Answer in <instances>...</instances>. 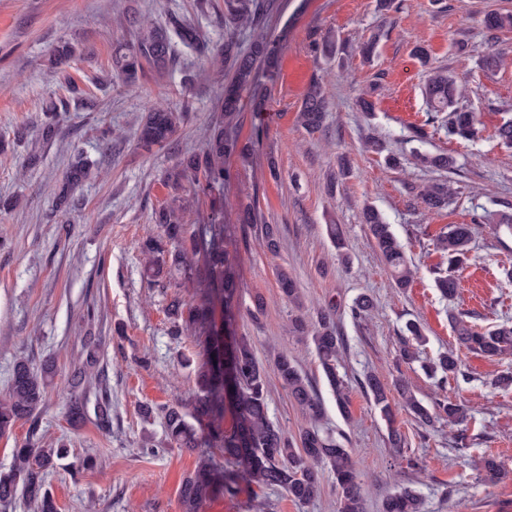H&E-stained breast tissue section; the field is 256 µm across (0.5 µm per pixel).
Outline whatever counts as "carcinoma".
I'll return each instance as SVG.
<instances>
[{
  "label": "carcinoma",
  "instance_id": "cac0c4a2",
  "mask_svg": "<svg viewBox=\"0 0 512 512\" xmlns=\"http://www.w3.org/2000/svg\"><path fill=\"white\" fill-rule=\"evenodd\" d=\"M269 5L265 0H224V23L233 28L264 27L263 18ZM130 39L112 49V71L128 88H135L145 70L158 75L172 71L176 65L174 41L194 49L201 55L208 50L207 41L187 16H171L163 23L147 17L127 19ZM486 33L493 34L512 28V14L488 12L482 20ZM314 54L332 59L345 50L343 43L333 37L313 41ZM281 53L280 41L257 34L248 49L240 47L234 34L224 38L219 56L228 66L231 76L224 82L218 96L219 113L213 122L205 146L185 154L179 163L164 177L169 189V201L154 213V223L161 225L163 235L147 240L144 252L149 256L148 270L169 267L176 276L195 288V300L189 305L175 302L171 315L175 325L173 335L184 332L205 335L203 355L195 375L196 391L191 401L192 412L186 413L175 405L165 411V426L170 443L179 448H220L224 451L226 466L201 454L193 473L185 478L180 490L182 512H198L200 504L216 492L233 496L240 487L247 485L258 489L284 491L298 505H306L319 497L322 490L323 471L332 473L336 482L337 512H364L361 479L350 451L326 431L322 425L324 405L319 393L288 352L278 353L275 370L288 396L301 410L306 426L298 436H288L268 415L269 382L266 369L259 361L255 344L247 335L231 334L224 343L222 333L214 329L212 313L215 305L224 308V327H232L237 310L238 273L224 249V183L228 171L226 160L237 156L245 159L250 147L263 139L264 129L253 128L252 141L242 144L234 128L240 113L243 95H248L252 110H266L270 89L278 76ZM76 49L68 42L59 44L52 53L51 62L68 63ZM431 120L448 113V135L461 141H470L479 132L477 113L464 111L457 106L459 89L455 76L444 69L433 72L423 92ZM330 101L320 85L312 83L302 99L297 115L298 122L308 132L324 127ZM185 114L154 107L141 125L137 145L150 151L168 146L184 121ZM419 160L438 170L457 168L455 156L445 153H417ZM88 172V162L77 153L66 172L61 198L70 194ZM453 189L444 183L433 184L420 193L422 203L432 211L442 210L451 203ZM201 198L211 200L210 211L202 217L201 224L188 231L186 213ZM390 276L398 288H406L413 278L403 247L392 231L391 224L377 209L366 206L360 213ZM261 222L257 202L252 201L238 208L235 227L246 232ZM473 231L468 224H450L439 240V248L448 255V270L438 273L435 284L441 296L454 298L460 288L456 270L465 264ZM278 288L288 303L302 307L300 288L286 267L276 271ZM373 310V302L359 296L351 305V315L362 319ZM336 307L323 306L316 321L308 322L297 315L291 319L290 329L297 336H309L314 344L319 366L328 385L336 396V407L348 415L346 386L338 366L344 351L335 320ZM456 343L459 347L484 357L512 355V326L502 324L492 330H483L464 319V315H451ZM426 341L421 325L416 321L405 324L401 337L399 356L402 361L418 360L419 346ZM460 359L455 349L439 354L426 362L423 369L440 380L455 379L460 374ZM48 376L31 368L27 361L19 360L11 376L8 394L0 398V436L12 433L16 424L28 420L42 404ZM363 385L375 410L379 412L388 429V443L400 454L405 441L394 426L396 403L427 428L442 420L448 426L462 424L463 408L450 399L431 404L418 399L409 386L395 383L398 398L391 396L388 384L375 375H367ZM236 407L237 422L234 428L220 427L227 404ZM14 464L0 472V502L12 501L20 495L38 512H57V506L46 486L47 474L56 461L63 458L64 450L34 446L31 441L13 449ZM484 480L498 482L507 475L495 458L484 456L481 460ZM383 512H420L421 502L415 491L403 488L383 501Z\"/></svg>",
  "mask_w": 512,
  "mask_h": 512
}]
</instances>
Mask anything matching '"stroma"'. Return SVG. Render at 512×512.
Instances as JSON below:
<instances>
[{
  "instance_id": "35a3bbf8",
  "label": "stroma",
  "mask_w": 512,
  "mask_h": 512,
  "mask_svg": "<svg viewBox=\"0 0 512 512\" xmlns=\"http://www.w3.org/2000/svg\"><path fill=\"white\" fill-rule=\"evenodd\" d=\"M398 10L380 12L376 0H274L265 27L282 44L280 73L264 112L243 103L237 132L248 142L254 126L267 135L249 161L230 158L224 188L226 221L250 196H258L263 221L280 229L277 252L268 251L259 228L234 234L227 250L240 279L237 334L252 336L256 353L270 372L269 416L288 435L305 424L273 372L274 358L288 350L312 378L325 406V425L349 448L363 483L366 512H381L384 499L410 487L424 512H497L512 502L511 358H487L461 351L464 378L437 383L419 365L398 356L406 321L421 323L424 357L454 346L450 313L468 314L482 328L512 321V233L497 229L500 215L512 214V148L496 129L512 118V29L489 35L481 20L491 11L512 12V0H399ZM191 16L211 46L224 40L223 0L199 7L198 0H0V395L14 364L35 369L52 364L42 405L33 419L0 437V471L13 463V450L26 439L66 449L47 476L58 512H181L180 489L200 452L165 440L163 407L187 402L195 390L192 369L182 358L200 361L198 336H174L168 315L173 299L190 301L193 288L177 280L150 284L143 275L147 239L161 236L152 216L168 198L164 176L180 158L202 148L217 108L223 68L177 45L178 70L164 77L145 74L136 89L111 78L112 48L129 40L124 17L167 12ZM381 33L377 55L363 63L358 47ZM332 34L347 43L341 58L324 59L310 50L313 39ZM69 42L79 50L68 65L55 68L52 47ZM428 51L427 63L414 57L415 45ZM494 53L501 67L484 71L480 60ZM200 71L194 84L181 82V68ZM454 72L464 87L462 107L479 113L474 140L449 138L427 120L421 89L438 69ZM321 78L333 106L321 131L297 121L312 78ZM378 84L372 114L357 100ZM70 107L52 136L42 134L44 108L56 100ZM192 110L169 147L145 152L137 130L150 106ZM423 143L412 144L416 129ZM379 137L384 155L367 151L364 139ZM84 150L91 174L74 192L69 209L56 206L55 193L71 162L72 147ZM456 157L455 171L417 163L412 149ZM399 157L387 168L385 155ZM351 164L349 177L331 184L338 157ZM451 182L454 202L427 210L420 192L434 182ZM379 209L392 224L413 270L410 288L395 287L366 225L363 206ZM341 225L345 248L337 250L327 227ZM474 228L457 298L441 297L434 279L447 269L436 242L448 225ZM292 272L303 293V312L315 317L336 304V326L344 341L341 371L347 382L348 411L340 413L309 337L289 333L295 314L281 296L276 270ZM370 297L371 316L350 314L354 299ZM264 312L251 317L255 298ZM94 337L96 370L107 381L112 423L99 426L91 408L94 384L85 388L89 413L72 422L67 413L74 391L72 371L86 359L85 337ZM375 373L385 381L409 382L417 397H448L461 405L459 429L437 424L420 428L406 410L397 424L406 437L403 455L388 444L385 422L374 410L362 381ZM497 458L508 478L484 482L475 459ZM95 458L96 468L81 461ZM240 512H336L332 475H324L320 496L300 506L284 492L242 487Z\"/></svg>"
}]
</instances>
